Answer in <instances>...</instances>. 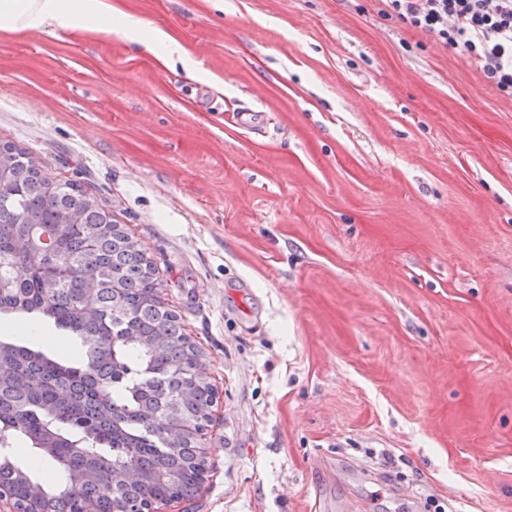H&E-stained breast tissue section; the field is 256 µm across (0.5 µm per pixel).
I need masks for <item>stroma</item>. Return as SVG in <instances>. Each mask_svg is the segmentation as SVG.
Here are the masks:
<instances>
[{"label":"stroma","instance_id":"obj_1","mask_svg":"<svg viewBox=\"0 0 512 512\" xmlns=\"http://www.w3.org/2000/svg\"><path fill=\"white\" fill-rule=\"evenodd\" d=\"M113 2L187 64L0 30V142L111 212L202 353L169 512H512V99L381 0Z\"/></svg>","mask_w":512,"mask_h":512}]
</instances>
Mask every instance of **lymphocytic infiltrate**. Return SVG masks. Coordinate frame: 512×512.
Instances as JSON below:
<instances>
[{
    "label": "lymphocytic infiltrate",
    "instance_id": "lymphocytic-infiltrate-1",
    "mask_svg": "<svg viewBox=\"0 0 512 512\" xmlns=\"http://www.w3.org/2000/svg\"><path fill=\"white\" fill-rule=\"evenodd\" d=\"M383 16L459 50L512 98V0H382Z\"/></svg>",
    "mask_w": 512,
    "mask_h": 512
}]
</instances>
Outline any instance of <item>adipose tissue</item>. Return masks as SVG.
<instances>
[{
	"label": "adipose tissue",
	"instance_id": "ef3b65f1",
	"mask_svg": "<svg viewBox=\"0 0 512 512\" xmlns=\"http://www.w3.org/2000/svg\"><path fill=\"white\" fill-rule=\"evenodd\" d=\"M52 25L112 29L147 51L163 67L181 53L177 40L167 30H143L138 19L116 7L112 0H0V29L25 31Z\"/></svg>",
	"mask_w": 512,
	"mask_h": 512
}]
</instances>
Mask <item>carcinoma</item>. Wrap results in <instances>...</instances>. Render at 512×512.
Here are the masks:
<instances>
[{
	"label": "carcinoma",
	"mask_w": 512,
	"mask_h": 512,
	"mask_svg": "<svg viewBox=\"0 0 512 512\" xmlns=\"http://www.w3.org/2000/svg\"><path fill=\"white\" fill-rule=\"evenodd\" d=\"M0 170V315L43 316L79 339L66 360L0 340V493L20 512H150L199 487L204 461L175 429L207 424L214 390L153 263L26 149L0 143ZM19 442L64 477L22 467Z\"/></svg>",
	"instance_id": "obj_1"
}]
</instances>
